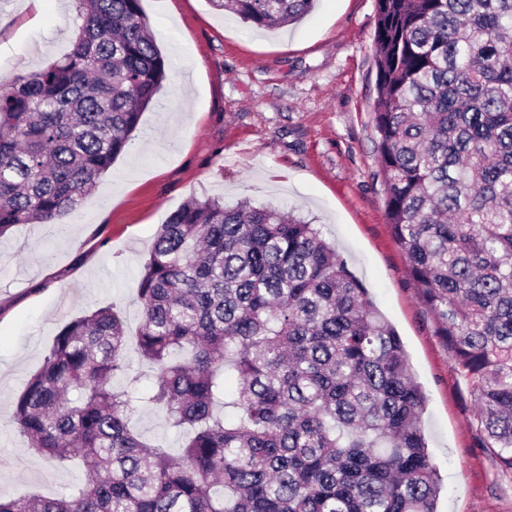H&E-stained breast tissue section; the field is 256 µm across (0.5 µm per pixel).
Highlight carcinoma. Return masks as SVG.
Returning <instances> with one entry per match:
<instances>
[{
	"instance_id": "cac0c4a2",
	"label": "carcinoma",
	"mask_w": 512,
	"mask_h": 512,
	"mask_svg": "<svg viewBox=\"0 0 512 512\" xmlns=\"http://www.w3.org/2000/svg\"><path fill=\"white\" fill-rule=\"evenodd\" d=\"M75 2L69 53L0 86V237L75 211L166 79L141 0ZM210 2L262 29L313 5ZM376 10L388 223L512 474V0ZM138 302L134 336L114 307L65 325L10 417L46 459L84 461L86 482L0 497V512H435L425 396L316 225L191 198L156 233ZM139 408L179 432L178 452L134 430Z\"/></svg>"
}]
</instances>
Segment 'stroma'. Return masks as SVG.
<instances>
[{
  "mask_svg": "<svg viewBox=\"0 0 512 512\" xmlns=\"http://www.w3.org/2000/svg\"><path fill=\"white\" fill-rule=\"evenodd\" d=\"M167 78L79 208L0 237V496L71 493L80 460L47 462L10 424L18 395L72 319L119 304L129 333L154 236L189 198L249 200L313 219L401 339L426 397L438 512H512L470 390L386 217L374 124L376 0H315L259 29L209 0H141ZM74 0H0V85L64 55Z\"/></svg>",
  "mask_w": 512,
  "mask_h": 512,
  "instance_id": "stroma-1",
  "label": "stroma"
}]
</instances>
